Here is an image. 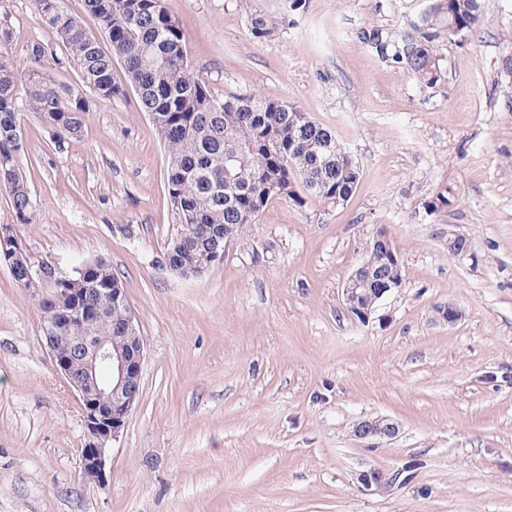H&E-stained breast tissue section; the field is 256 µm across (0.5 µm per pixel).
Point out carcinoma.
Listing matches in <instances>:
<instances>
[{"label": "carcinoma", "mask_w": 512, "mask_h": 512, "mask_svg": "<svg viewBox=\"0 0 512 512\" xmlns=\"http://www.w3.org/2000/svg\"><path fill=\"white\" fill-rule=\"evenodd\" d=\"M110 45L104 50L64 7V0H35V17L52 30L77 67L82 94L57 80L45 69L47 48L33 43L26 60L18 63L0 55V191L8 194L16 223L36 218L29 184L20 168L25 153L21 132L29 112L54 133L58 146L83 133L94 101H110L135 89L141 111L158 132L167 154L166 179L174 218L173 235L164 253L172 273L191 275L199 267L214 265L207 242L225 231L254 224L277 187L281 199L304 203L298 192L339 206L356 190L360 172L355 161L329 130L297 107L260 95L215 97L209 84L190 65L187 39L166 0H84ZM426 20L410 25L399 41L376 27L359 39L386 60L402 65L426 85L443 76L435 41L473 32L481 21L482 0H430ZM303 0H285L279 15L256 14L250 30L256 38L273 36ZM124 63L125 81L114 77L112 60ZM30 253L14 256L0 252V265L12 267L16 283L31 291L45 315L44 325L54 326L58 343L65 345L91 328L75 314L65 323L54 321L55 304L43 299V289L88 288L87 297L61 294L58 303H95L97 288H120L112 266L99 258L85 261L73 274L52 275L54 283L27 277ZM126 301L109 308L103 333L124 322Z\"/></svg>", "instance_id": "cac0c4a2"}]
</instances>
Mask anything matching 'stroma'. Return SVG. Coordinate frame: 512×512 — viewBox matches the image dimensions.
<instances>
[{
	"mask_svg": "<svg viewBox=\"0 0 512 512\" xmlns=\"http://www.w3.org/2000/svg\"><path fill=\"white\" fill-rule=\"evenodd\" d=\"M217 97L260 94L332 131L360 171L340 206L276 199L204 275L161 264L173 231L164 147L135 92L97 102L57 147L34 114L21 167L36 219L15 224L63 272L106 259L144 340L141 397L105 485L83 480L84 421L43 344L32 293L0 266V512H512V0H484L475 32L440 38L443 79L424 86L359 38L397 35L429 0H306L254 38L282 0H167ZM24 60L81 88L34 0H0ZM448 208H422L440 189ZM460 232L469 256L448 251ZM385 232L404 284L368 320L341 289ZM455 305V324L436 309ZM399 431L373 448L365 418ZM407 470L386 492L359 473ZM284 11L280 15L256 14L250 18V30L256 38H268L273 36L280 27L286 23L290 12H296L304 6L303 0H285Z\"/></svg>",
	"mask_w": 512,
	"mask_h": 512,
	"instance_id": "1",
	"label": "stroma"
}]
</instances>
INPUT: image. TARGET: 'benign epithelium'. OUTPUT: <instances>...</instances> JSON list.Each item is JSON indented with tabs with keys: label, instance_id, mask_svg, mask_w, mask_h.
<instances>
[{
	"label": "benign epithelium",
	"instance_id": "obj_1",
	"mask_svg": "<svg viewBox=\"0 0 512 512\" xmlns=\"http://www.w3.org/2000/svg\"><path fill=\"white\" fill-rule=\"evenodd\" d=\"M373 244L382 268H374L372 259L362 261L342 289L345 310L363 321L387 296L403 285L401 261L389 237L380 232L373 239ZM8 246L22 250L14 225L1 224L0 248ZM448 250L458 257L467 256V238L448 231ZM78 312L87 324L96 327L106 316L107 302L80 308ZM118 330L122 332L119 344L97 331L91 336L76 337L66 348L57 344L56 337L44 336L45 347L56 371L75 394L83 412L82 475L98 485L104 484L107 478L111 444L123 435L130 412L140 396L144 343L133 314H128ZM103 393L112 397V407L98 405L97 397ZM354 433L366 441H379L394 437L398 433V425L389 418L377 417L358 422ZM398 477L397 471L369 469L358 475V483L365 492H383Z\"/></svg>",
	"mask_w": 512,
	"mask_h": 512
}]
</instances>
